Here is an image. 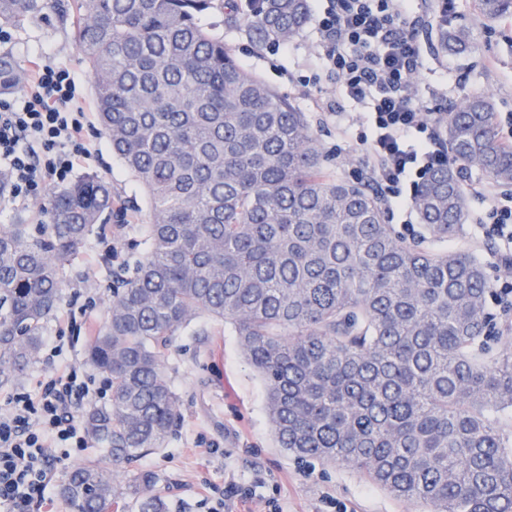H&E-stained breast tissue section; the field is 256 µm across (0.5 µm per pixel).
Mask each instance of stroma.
<instances>
[{"instance_id": "stroma-1", "label": "stroma", "mask_w": 512, "mask_h": 512, "mask_svg": "<svg viewBox=\"0 0 512 512\" xmlns=\"http://www.w3.org/2000/svg\"><path fill=\"white\" fill-rule=\"evenodd\" d=\"M204 23L223 36L226 51L249 73L306 113L331 157L328 173L355 177L357 138L366 133L367 125L359 109L349 103L345 110L352 137H342L336 128L329 108L341 101L340 90L335 81L315 76L319 41L315 20H308L293 42L275 48L256 46L245 28L226 23L224 13L211 12ZM9 31L11 39L0 45V52L24 64L33 53L47 52L52 60L70 67L86 101H93V76L80 62L73 26L61 12L34 17ZM418 39L425 68L416 89L426 111L438 107L451 112L468 95L482 92L495 100L499 114L512 113V22H502L482 49L471 55L448 54L434 26L420 28ZM88 133L100 142L102 153L85 169L110 178L117 216L108 232L93 231L66 272L62 303L80 312L82 329L75 344L80 357L112 303L113 273L137 253L135 228L147 216L144 188L96 128ZM447 246L477 255L493 286L512 283V265L494 260L495 242L483 237L473 223H466L462 235L449 239ZM165 368L181 406L179 426L165 448L114 470L94 444L55 463L56 474L90 458L110 468L113 482L122 488L131 484L134 473H151L166 512H325L330 501L345 512H417L415 505L394 499L350 469L278 448L267 418L263 381L242 354L232 325L209 320L202 334L187 330L174 337ZM232 483L243 495L228 500L224 490Z\"/></svg>"}]
</instances>
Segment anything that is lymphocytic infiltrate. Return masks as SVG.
Instances as JSON below:
<instances>
[{
	"instance_id": "1",
	"label": "lymphocytic infiltrate",
	"mask_w": 512,
	"mask_h": 512,
	"mask_svg": "<svg viewBox=\"0 0 512 512\" xmlns=\"http://www.w3.org/2000/svg\"><path fill=\"white\" fill-rule=\"evenodd\" d=\"M320 34L317 64L334 76L346 99L363 106L370 127L360 139V165L404 215L412 210L403 185L451 165L441 115L426 118L414 80L424 67L408 0H314ZM88 105L70 70L36 61L21 106L0 100V169L14 200L43 197L98 153L86 140ZM475 219L512 260V203L489 197ZM57 330L44 343L52 368L33 389L0 391V512H52V460L87 447L79 416L101 393L71 355L66 334L77 323L61 311Z\"/></svg>"
}]
</instances>
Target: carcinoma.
Instances as JSON below:
<instances>
[{"instance_id":"carcinoma-1","label":"carcinoma","mask_w":512,"mask_h":512,"mask_svg":"<svg viewBox=\"0 0 512 512\" xmlns=\"http://www.w3.org/2000/svg\"><path fill=\"white\" fill-rule=\"evenodd\" d=\"M72 0L79 59L94 78L98 124L149 204L141 252L117 278L89 364L108 401L83 417L119 467L165 446L180 401L165 372L172 338L194 320L231 324L260 374L278 445L339 464L430 512H512V350L494 348L493 293L482 263L438 243L468 218L460 170L512 186V145L494 101L473 95L449 113L453 164L414 197L420 231L386 223L378 193L334 178L305 113L224 50L200 18L227 9L260 46L289 43L309 0ZM481 26L512 18V0H474ZM55 10L54 0H0V27ZM450 54L478 48L477 29L448 22ZM26 70L0 53V92ZM51 224L0 225V375L39 352L63 298V270L112 210V184L92 172L55 192ZM165 512L149 473L129 490L96 460L68 468L70 512H111L127 493Z\"/></svg>"}]
</instances>
